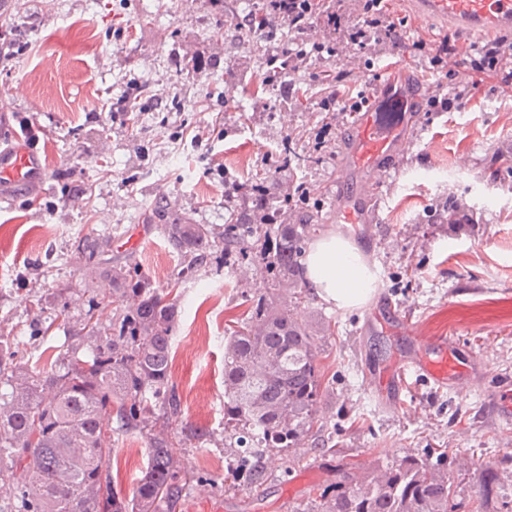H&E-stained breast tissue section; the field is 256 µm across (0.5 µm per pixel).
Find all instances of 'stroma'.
I'll return each mask as SVG.
<instances>
[{"label": "stroma", "instance_id": "35a3bbf8", "mask_svg": "<svg viewBox=\"0 0 512 512\" xmlns=\"http://www.w3.org/2000/svg\"><path fill=\"white\" fill-rule=\"evenodd\" d=\"M263 3L235 0L225 13L213 0H0V32L19 35L25 48L0 64V145H36L46 173L41 194L0 196V336L24 349L42 331L45 346H62L66 332L54 324L53 306L37 307V299L64 292L79 315L91 291L108 288L107 267L135 266L155 287L179 286L171 381L202 437L180 450L200 481L176 512H300L335 483L337 470L440 450L449 472L471 468L466 495L476 489L474 468L496 469L503 497L494 508L502 512L512 503V423L486 395L512 381V163L497 158L512 144V89L464 64L452 76L433 70L428 49L451 27L420 19L413 0H386L387 14L405 25L403 46L359 53L313 31L335 55L311 60L256 98L241 64L255 69L280 51L275 33L284 23L270 15L265 29L246 34L234 18ZM408 73L427 88L439 80L473 93L443 112L419 102L408 115L410 147L384 161L378 223L338 224L336 179L359 116L323 112L321 100L339 86L355 94ZM136 85L153 102L133 122L123 99ZM20 116L32 132L19 128ZM326 121L332 131L319 148L314 137ZM196 133L202 142L193 141ZM455 159L466 163L463 176L443 175ZM262 173L269 205L290 221L306 219L319 238L344 232L362 246L376 275L365 306L337 309L304 281L293 292L272 286L258 256L220 261L230 214L252 207L244 194L227 199L224 186L250 187ZM291 183L307 197L286 199ZM158 202L169 221L211 232L207 263L191 278L153 216ZM451 203L469 210L473 223H438ZM135 229L138 245L120 250ZM87 238L111 239L102 261L81 258ZM265 288L279 305H296L316 334L320 412L304 447L265 449L259 479L235 482L228 474L241 449L224 430V333ZM392 311L424 336L454 337L459 354L480 363L481 378L461 392L412 377L400 408H388L365 373L404 344L394 325L376 321ZM146 464L138 435L113 442L110 472L121 493L132 494Z\"/></svg>", "mask_w": 512, "mask_h": 512}]
</instances>
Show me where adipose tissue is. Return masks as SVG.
<instances>
[{
	"mask_svg": "<svg viewBox=\"0 0 512 512\" xmlns=\"http://www.w3.org/2000/svg\"><path fill=\"white\" fill-rule=\"evenodd\" d=\"M304 277L319 298L340 309L363 305L374 283L358 246L336 234L321 238L310 247L304 260Z\"/></svg>",
	"mask_w": 512,
	"mask_h": 512,
	"instance_id": "ef3b65f1",
	"label": "adipose tissue"
}]
</instances>
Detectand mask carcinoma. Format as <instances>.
I'll return each instance as SVG.
<instances>
[{
  "instance_id": "carcinoma-1",
  "label": "carcinoma",
  "mask_w": 512,
  "mask_h": 512,
  "mask_svg": "<svg viewBox=\"0 0 512 512\" xmlns=\"http://www.w3.org/2000/svg\"><path fill=\"white\" fill-rule=\"evenodd\" d=\"M256 91L288 75L286 59L265 62ZM265 220L255 212L232 214L224 251H247L241 230ZM168 238L193 274L206 260L209 230L203 224H168ZM310 224H271L275 236L266 268L272 285L297 284ZM112 282V321L104 298L94 295L79 317L62 294L54 298L56 318L73 325L64 354L47 364L39 348L23 355L15 339L0 336V384L20 381L10 397L0 396V482L18 476L17 512H175L194 477L182 468L178 451L197 436L183 422L181 400L171 381L170 353L177 324L176 303L128 266L107 272ZM249 316L224 337V429L238 428L251 451L241 473L258 479L260 449H296L317 420L321 368L310 327L275 305L268 292L250 298ZM139 433L147 465L134 494L112 487L103 470L112 449L102 445ZM462 482L440 463L407 454L361 478L336 475L311 512H451ZM473 512H487L501 495L497 475L487 467L475 491Z\"/></svg>"
}]
</instances>
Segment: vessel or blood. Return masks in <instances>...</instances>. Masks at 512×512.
Instances as JSON below:
<instances>
[{
    "mask_svg": "<svg viewBox=\"0 0 512 512\" xmlns=\"http://www.w3.org/2000/svg\"><path fill=\"white\" fill-rule=\"evenodd\" d=\"M424 12L448 19L463 37L486 35L497 31L512 33V0H420ZM426 93L417 77L402 81L389 80L374 84L373 106L364 112L351 132L349 174L351 180L362 181L364 188L347 195L336 194V213L346 224H375L379 206L373 203L376 185L385 174L383 161L397 156L408 146L409 112ZM45 173L37 151L25 146L0 153V185L28 193L40 192ZM398 333L407 341L406 349L380 371L370 374L369 383L379 394L404 385L407 376L427 379L433 385L463 388L480 376L475 359L461 358L452 338L430 339L421 336L416 324L398 319Z\"/></svg>",
    "mask_w": 512,
    "mask_h": 512,
    "instance_id": "b4317fda",
    "label": "vessel or blood"
}]
</instances>
